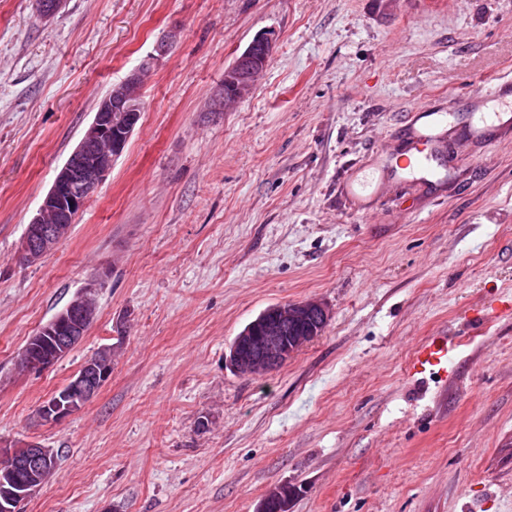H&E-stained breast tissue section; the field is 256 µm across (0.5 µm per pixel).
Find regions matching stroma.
I'll list each match as a JSON object with an SVG mask.
<instances>
[{"label": "stroma", "instance_id": "obj_1", "mask_svg": "<svg viewBox=\"0 0 512 512\" xmlns=\"http://www.w3.org/2000/svg\"><path fill=\"white\" fill-rule=\"evenodd\" d=\"M141 120L70 231L18 259L25 228L101 99L168 33ZM273 54L222 112L224 72ZM512 76V0H0V444L59 453L21 512H512V142L433 154L452 185L394 186L376 214L339 194L398 172L409 109ZM97 317L41 371L16 356L93 278ZM332 317L279 370L236 374L270 305ZM451 338L452 376H411ZM79 413L39 405L103 347ZM273 52L272 39L260 35L238 55L224 72V87L216 93V102L222 110L228 100L247 97L257 75L265 68ZM453 345L446 336H435L418 346L410 366L412 375L426 374L448 378V358Z\"/></svg>", "mask_w": 512, "mask_h": 512}]
</instances>
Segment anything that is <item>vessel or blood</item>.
Here are the masks:
<instances>
[{
	"instance_id": "vessel-or-blood-1",
	"label": "vessel or blood",
	"mask_w": 512,
	"mask_h": 512,
	"mask_svg": "<svg viewBox=\"0 0 512 512\" xmlns=\"http://www.w3.org/2000/svg\"><path fill=\"white\" fill-rule=\"evenodd\" d=\"M465 107L467 118L461 122L442 111L437 101H421L413 106L405 122V151L413 155L415 167H427L429 157L424 147L428 144L439 151L461 135L488 147L512 139V77L498 78L472 91L465 99ZM388 181L384 173L372 182L352 179L344 184L343 193L354 210L366 215L382 201ZM452 349V343L444 336L424 342L414 352L411 374L447 377Z\"/></svg>"
}]
</instances>
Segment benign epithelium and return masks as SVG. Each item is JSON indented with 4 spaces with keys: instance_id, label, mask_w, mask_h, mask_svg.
I'll list each match as a JSON object with an SVG mask.
<instances>
[{
    "instance_id": "obj_1",
    "label": "benign epithelium",
    "mask_w": 512,
    "mask_h": 512,
    "mask_svg": "<svg viewBox=\"0 0 512 512\" xmlns=\"http://www.w3.org/2000/svg\"><path fill=\"white\" fill-rule=\"evenodd\" d=\"M272 52L273 42L267 36L260 35L249 43L224 72V87L216 93L219 108L250 94ZM148 67L150 64H142L99 102L74 153L57 170L36 216L26 227L20 261L35 262L52 250L69 231L90 193L111 172L141 119V84ZM94 288L95 284H88L65 309L38 327L19 351L20 368L45 369L84 338L96 316L89 304ZM330 317L329 309L317 300L271 305L238 333L226 361L243 376L270 374L317 338ZM111 355V348L101 349V355L84 364L68 386L38 407L37 418L57 423L81 411L109 379ZM56 458L54 449L33 440L19 448L1 447L0 470L7 480L0 481V512H19L21 504L49 479Z\"/></svg>"
}]
</instances>
